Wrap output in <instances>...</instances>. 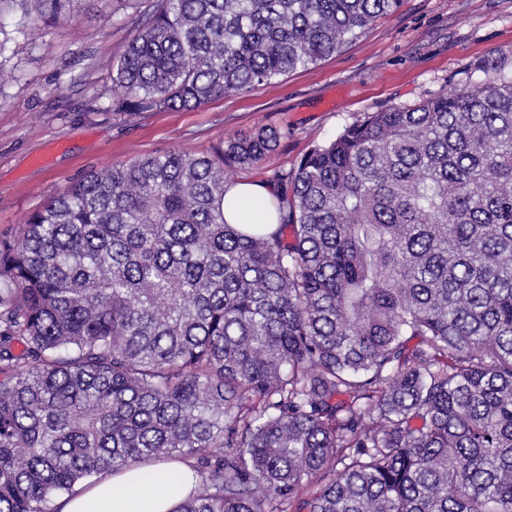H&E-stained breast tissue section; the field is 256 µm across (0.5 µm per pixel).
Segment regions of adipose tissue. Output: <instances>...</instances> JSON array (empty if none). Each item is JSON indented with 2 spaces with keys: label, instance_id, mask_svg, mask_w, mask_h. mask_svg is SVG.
Masks as SVG:
<instances>
[{
  "label": "adipose tissue",
  "instance_id": "1",
  "mask_svg": "<svg viewBox=\"0 0 512 512\" xmlns=\"http://www.w3.org/2000/svg\"><path fill=\"white\" fill-rule=\"evenodd\" d=\"M272 188L262 182L243 181L232 184L224 195V219L248 229L258 224L274 225L278 213L271 205ZM141 468L133 467L116 474L102 485L76 486L57 502L59 512H174L193 485L192 472H185V484L177 490L160 488L145 496L139 491Z\"/></svg>",
  "mask_w": 512,
  "mask_h": 512
}]
</instances>
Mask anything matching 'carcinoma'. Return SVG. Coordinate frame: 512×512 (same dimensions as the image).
Masks as SVG:
<instances>
[{"label": "carcinoma", "mask_w": 512, "mask_h": 512, "mask_svg": "<svg viewBox=\"0 0 512 512\" xmlns=\"http://www.w3.org/2000/svg\"><path fill=\"white\" fill-rule=\"evenodd\" d=\"M400 5L155 0L112 111L271 85ZM279 139L91 173L0 237V512L178 456L174 512H512V77L369 114L276 176L272 231L226 223Z\"/></svg>", "instance_id": "cac0c4a2"}]
</instances>
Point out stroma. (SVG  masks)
I'll return each instance as SVG.
<instances>
[{
  "instance_id": "stroma-1",
  "label": "stroma",
  "mask_w": 512,
  "mask_h": 512,
  "mask_svg": "<svg viewBox=\"0 0 512 512\" xmlns=\"http://www.w3.org/2000/svg\"><path fill=\"white\" fill-rule=\"evenodd\" d=\"M149 0H78L71 21L31 28L0 6V236L88 172L166 152L201 154L261 127L282 137L230 182H270L372 112L512 73V0H403L315 65L189 112L116 114L112 67Z\"/></svg>"
}]
</instances>
